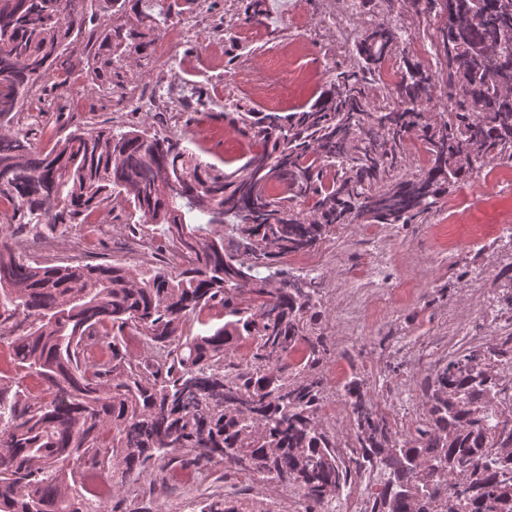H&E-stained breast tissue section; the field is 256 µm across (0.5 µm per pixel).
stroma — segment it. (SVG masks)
<instances>
[{
  "mask_svg": "<svg viewBox=\"0 0 512 512\" xmlns=\"http://www.w3.org/2000/svg\"><path fill=\"white\" fill-rule=\"evenodd\" d=\"M242 10L241 0H206L198 27L172 46L167 68L154 58L130 64L127 87L152 97L153 106L120 101L118 94L100 92L79 77L73 85L45 91L43 116L35 122L22 117V124L33 126L34 141L43 148L78 128L134 124L161 137L179 136L201 161L232 172L246 156L231 146L244 138L225 121L224 101L259 106L236 81L242 64L268 65L271 82L284 90L276 111L292 112L313 103L336 67L348 60L347 52L322 43L280 64L269 62L273 43L298 39L297 20L313 24L324 18L321 0H265L263 24L240 23L225 31V14ZM294 68L307 74L306 82L289 83ZM191 97L203 104L184 111L181 102ZM505 208L512 209V184L480 189L468 179L451 187L427 223L383 228L375 236L369 227L353 226L320 246L315 264L285 261L291 273L309 272L323 281L327 350L319 366L325 380L321 415L338 445L351 440L350 408L341 394L351 373L363 375L379 409L411 424L422 409V384L432 362L465 340L487 342L512 332L511 321L487 311L501 291L502 269L512 266V228L494 221ZM386 251L396 264L373 286L352 277L364 256ZM402 281L408 284L406 295L387 304L386 292ZM173 472L170 466L154 471V494L135 487L115 494L108 512H192L195 489L175 483Z\"/></svg>",
  "mask_w": 512,
  "mask_h": 512,
  "instance_id": "1",
  "label": "stroma"
}]
</instances>
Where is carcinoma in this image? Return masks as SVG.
Listing matches in <instances>:
<instances>
[{"label":"carcinoma","mask_w":512,"mask_h":512,"mask_svg":"<svg viewBox=\"0 0 512 512\" xmlns=\"http://www.w3.org/2000/svg\"><path fill=\"white\" fill-rule=\"evenodd\" d=\"M367 18L307 110L281 115L227 102L224 119L257 150L226 174L178 136L76 129L49 150L21 129L39 92L62 88L67 51L90 14L102 19L83 75L123 89L126 60L148 58L172 18L162 0H0V211L50 240L127 208L130 245L189 258L176 269L117 262H30L0 239V512H103L85 485L96 471L119 492L164 461L197 473L213 463L258 484L293 487L304 512H336L368 479L367 512H512V334L448 355L427 378L415 430L398 431L358 376L342 386L353 444L338 449L321 416L326 338L322 282L284 275L283 258L312 252L347 226L423 224L455 183L512 163V0H349ZM249 0L246 24H260ZM441 19L446 74L406 55L389 96L381 69L412 37L401 18ZM424 164L409 170L407 141ZM287 186L280 197L268 184ZM207 217L185 223L182 208ZM224 323L184 334L192 315ZM141 336L155 355L131 354ZM251 344L246 358L237 345ZM303 352L301 362L291 356ZM193 512H273L222 487Z\"/></svg>","instance_id":"obj_1"}]
</instances>
